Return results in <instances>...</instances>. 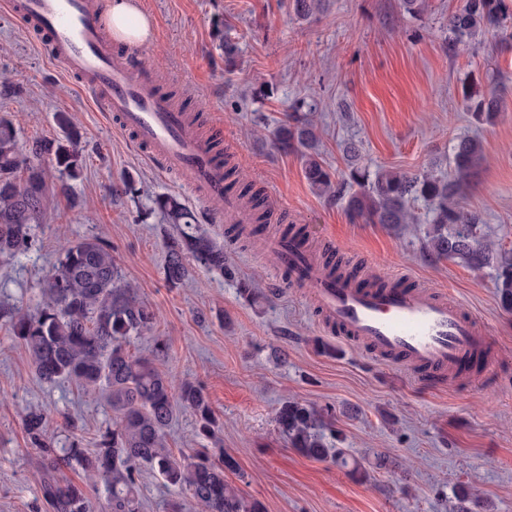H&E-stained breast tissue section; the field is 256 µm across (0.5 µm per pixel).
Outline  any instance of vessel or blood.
<instances>
[{
	"mask_svg": "<svg viewBox=\"0 0 512 512\" xmlns=\"http://www.w3.org/2000/svg\"><path fill=\"white\" fill-rule=\"evenodd\" d=\"M7 8L45 35L50 58L118 118L162 172L178 173L200 199L223 200L225 223L246 224L244 210L224 194V168L207 138L163 94L154 71L135 56L114 54L104 31L105 0H7ZM266 248L279 268L289 269L293 285L309 290L327 328L367 345L382 361L439 381L491 341L485 327L436 292L359 288L329 277L316 254L288 239H267Z\"/></svg>",
	"mask_w": 512,
	"mask_h": 512,
	"instance_id": "1",
	"label": "vessel or blood"
}]
</instances>
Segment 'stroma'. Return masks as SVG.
Returning a JSON list of instances; mask_svg holds the SVG:
<instances>
[{
    "mask_svg": "<svg viewBox=\"0 0 512 512\" xmlns=\"http://www.w3.org/2000/svg\"><path fill=\"white\" fill-rule=\"evenodd\" d=\"M137 3L154 25L153 42L135 49L141 63L160 86L183 95L204 133L218 134L240 177L267 192L276 215L309 239L332 237L338 257L363 277L397 274L446 292L489 330L494 365L472 385L452 375L431 382L326 333L307 289L291 287L272 253L255 239L229 238L223 202L200 201L177 176L159 173L133 136L115 129L35 34L0 7V117L13 122L25 146L61 137L55 115L69 113L86 159L69 189L50 176L28 250L0 263V512H46L40 452L24 429L29 414H44L60 448L76 438L94 447L112 419L105 396L39 381L7 331V312L40 303L61 249L88 238L110 246L123 280L157 314L154 337L137 350L147 355L154 338L166 341L159 368L203 389L220 420L216 445L239 465L229 480L264 512H453L462 488L477 496L476 512H512V314L497 305L493 269L429 255L424 202L414 205L419 223L398 229L352 219L343 202L312 191L298 153L272 136L304 99L317 104L318 148L340 174L351 142L370 169L445 175L457 140L478 139L482 157L460 203L478 217L482 243L510 249L512 28L452 44L448 18L463 0H419L417 13L402 0H324L307 18L294 0ZM226 37L239 49L231 66ZM468 81L502 95L495 124L472 119L462 93ZM163 193L223 245L230 274L193 262L182 284L166 282V244L176 228L151 209L152 196ZM243 278L263 301L240 295ZM290 398L334 409L339 446L364 476L289 447L275 413ZM380 459L385 467H377ZM138 486L140 512H200L150 469Z\"/></svg>",
    "mask_w": 512,
    "mask_h": 512,
    "instance_id": "obj_1",
    "label": "stroma"
}]
</instances>
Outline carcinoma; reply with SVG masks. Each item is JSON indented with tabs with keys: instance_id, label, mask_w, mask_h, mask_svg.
<instances>
[{
	"instance_id": "carcinoma-1",
	"label": "carcinoma",
	"mask_w": 512,
	"mask_h": 512,
	"mask_svg": "<svg viewBox=\"0 0 512 512\" xmlns=\"http://www.w3.org/2000/svg\"><path fill=\"white\" fill-rule=\"evenodd\" d=\"M512 20V0H465L448 19L453 44H466L479 35L496 32ZM463 96L474 121L493 124L503 109L495 90L476 84ZM295 104L288 123L274 132L285 148L301 149L302 175L310 188L330 202L343 200L354 219L371 224L398 226L414 223L412 203L422 200L432 218L425 232L427 247L441 258H460L473 267L490 265L495 271L498 306L512 313V252H495L476 236L478 217L458 203L461 188L482 156V144L474 138L460 140L449 161L450 173L437 176L380 168L372 173L355 163L357 149L345 148L350 158L348 174L337 181L319 157L317 137L302 110ZM55 120L62 139H35L28 152L36 162L20 170L18 137L13 124L0 118V260L5 262L28 249L30 231L40 223L47 202V160L61 178L77 180L84 159L77 149L78 135L71 118L59 112ZM226 165L227 189L244 201L251 220L266 224L271 211L261 190L235 179V168ZM152 209L167 223L178 226V235L166 246L164 275L179 284L189 276L186 256L206 269L230 273L224 264V247L202 229L193 214L172 195L152 199ZM46 300L34 312L9 313V330L27 352L37 378L46 384L67 380L83 392L106 390L112 406V424L100 434L93 448L74 440L56 448L47 435L42 414L25 419V431L41 451V493L52 512H92L84 487L59 478L64 467L80 470L87 478L104 482L111 512H138L137 494L141 468L156 472L168 487L189 494L204 512H263L260 502L245 497L228 482L226 473L238 470L230 455H213L201 448L178 459L166 446L176 406L192 411L197 436L211 439L219 428L218 417L204 392L186 381L174 386L155 365L163 352L154 343L151 356L131 353L134 340L154 328L156 313L134 290L121 285V274L112 249L93 239L68 245L53 274L46 280ZM329 409L288 400L275 417L277 429L301 455L319 461L333 460L346 467L343 449L336 446Z\"/></svg>"
}]
</instances>
